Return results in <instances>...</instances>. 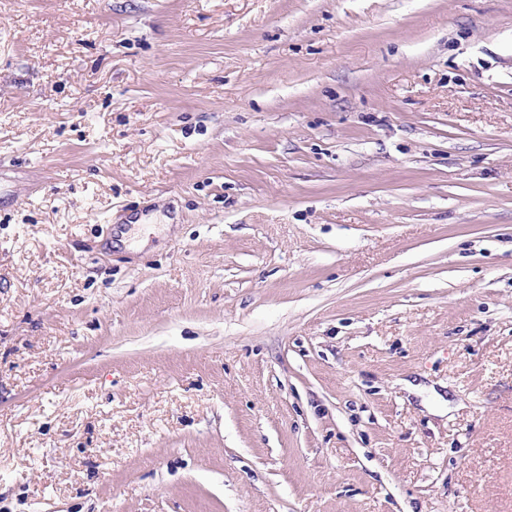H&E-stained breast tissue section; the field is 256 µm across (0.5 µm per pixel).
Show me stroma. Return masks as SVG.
Here are the masks:
<instances>
[{"label": "stroma", "mask_w": 512, "mask_h": 512, "mask_svg": "<svg viewBox=\"0 0 512 512\" xmlns=\"http://www.w3.org/2000/svg\"><path fill=\"white\" fill-rule=\"evenodd\" d=\"M0 512H512V0H0Z\"/></svg>", "instance_id": "35a3bbf8"}]
</instances>
